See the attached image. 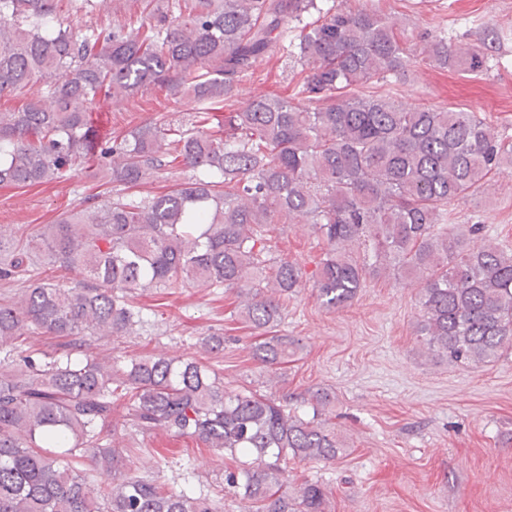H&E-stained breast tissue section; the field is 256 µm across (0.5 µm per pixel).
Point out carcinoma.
Returning a JSON list of instances; mask_svg holds the SVG:
<instances>
[{
    "label": "carcinoma",
    "mask_w": 512,
    "mask_h": 512,
    "mask_svg": "<svg viewBox=\"0 0 512 512\" xmlns=\"http://www.w3.org/2000/svg\"><path fill=\"white\" fill-rule=\"evenodd\" d=\"M62 0H0V100L34 82L45 94L0 111V185L47 184L90 157L108 162L110 190L86 197L31 240L0 229V345L23 332L68 339L38 362L0 363V512H219L207 495L165 489L126 469L106 437L164 430L220 456L224 492L248 512H328L307 482L283 491L288 458L344 453L328 423L253 391L228 390L194 358L159 354L113 362L73 357L77 336H128L142 321L136 291L224 288L247 296L241 314L262 332L253 357L276 367L295 355L268 332L303 272L265 258L278 224L303 222L324 244L314 272L328 309L349 305L366 277L391 273L416 289L417 343L457 367L512 353V252L470 224L435 230L448 203L503 165L512 145L484 119L444 107H407L357 88L406 71L409 39L372 8L324 9L317 0H134L110 27L60 20ZM424 59L481 72L484 55L423 34ZM296 56V96L241 104L234 92L265 55ZM160 87L190 97L180 122L161 116L108 134L92 122L101 98ZM189 175L139 188L166 170ZM78 272L37 282L29 252ZM89 458L100 480L77 464Z\"/></svg>",
    "instance_id": "1"
}]
</instances>
